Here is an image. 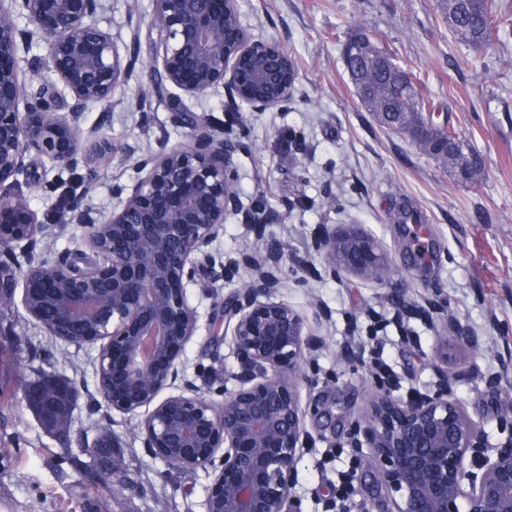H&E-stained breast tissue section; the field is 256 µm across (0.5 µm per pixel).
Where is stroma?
Here are the masks:
<instances>
[{
    "label": "stroma",
    "mask_w": 512,
    "mask_h": 512,
    "mask_svg": "<svg viewBox=\"0 0 512 512\" xmlns=\"http://www.w3.org/2000/svg\"><path fill=\"white\" fill-rule=\"evenodd\" d=\"M499 34L488 43H460L436 0H237L240 21L255 39L275 42L292 59L296 80L287 101L265 111L206 94L185 98L193 112L222 124L243 143L234 158L235 186L244 207L259 209L264 237L231 219L212 252L233 267L230 276L204 273L189 286L197 331L180 357L183 382L222 403L238 362L222 316L225 301L250 281L241 262L281 241L287 259L277 300L302 314L323 306L324 343L312 353L309 382L299 386L316 441L298 467L301 512H390L392 494L375 474L341 492L356 453L348 443L369 405L373 379L360 364H339L346 344L379 348L399 379L397 396L431 387V362L447 353L456 395L480 422L488 446L507 437L502 418L512 408V0H500ZM97 17L119 44L137 41L132 77L109 103L91 105L87 125L106 120L114 144L108 162L76 170L34 157L39 185L25 187L30 209L49 216L35 259L54 261L88 252L87 232L57 203L68 190L84 194L96 213L117 207L116 186L130 182L143 154H162L185 140L168 99L155 94L150 67L153 0H103ZM362 31L411 66L435 105L449 108L456 131L484 157L477 184L458 182L408 134L379 126L359 103L343 59L350 34ZM418 221L398 223L401 207ZM325 224H357L382 245L395 277L393 292L373 278L329 273L313 240ZM442 309L434 321L394 319V300ZM480 336L472 352L450 342V323ZM94 345L49 336L22 305L0 309V512H205L214 467L175 470L143 447L144 412L112 410L99 393ZM46 373L76 387L66 432L44 427L24 397ZM335 424L321 425L323 408ZM113 446L98 454L100 433Z\"/></svg>",
    "instance_id": "obj_1"
}]
</instances>
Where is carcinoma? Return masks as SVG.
Listing matches in <instances>:
<instances>
[{
    "label": "carcinoma",
    "instance_id": "cac0c4a2",
    "mask_svg": "<svg viewBox=\"0 0 512 512\" xmlns=\"http://www.w3.org/2000/svg\"><path fill=\"white\" fill-rule=\"evenodd\" d=\"M439 8L458 41L480 45L491 39L496 28V0H439ZM346 65L352 81L360 88L361 104L365 110L373 114L385 113L383 117H376L385 129L410 134L422 113L436 112V107L421 91L419 79L411 69L396 62L364 61L358 65L349 57ZM417 146L465 181L476 180L484 169L483 156L463 138L446 158L433 151L427 142H419ZM62 385L65 390L58 397V408L59 416L66 418L72 414L75 388L66 381Z\"/></svg>",
    "mask_w": 512,
    "mask_h": 512
}]
</instances>
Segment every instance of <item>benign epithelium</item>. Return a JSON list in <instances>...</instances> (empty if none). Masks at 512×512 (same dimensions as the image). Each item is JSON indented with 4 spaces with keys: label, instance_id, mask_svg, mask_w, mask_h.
<instances>
[{
    "label": "benign epithelium",
    "instance_id": "obj_1",
    "mask_svg": "<svg viewBox=\"0 0 512 512\" xmlns=\"http://www.w3.org/2000/svg\"><path fill=\"white\" fill-rule=\"evenodd\" d=\"M151 30L156 54L150 67L168 88L188 97L225 92L255 109H273L288 97L296 75L274 43L244 30L236 0H154ZM102 0H0V249L26 262L25 312L52 336H79L99 344L97 376L104 401L122 413L152 407L141 424L144 447L176 470L212 466L206 512H299L297 467L314 436L300 406L298 386L308 379V356L322 344L307 321L273 298L275 274L285 260L279 244L249 257L255 278L224 306L233 320L231 345L239 360L236 385L215 405L201 394L162 400L179 378V358L197 330L187 288L200 264L225 268L210 252L229 218L256 223L234 189L232 157L241 144L206 128L195 113L180 112L187 141L160 156L137 161V176L117 189L118 206L102 217L83 195L69 201L72 218L90 229L94 258L77 269L62 258L38 262L33 251L48 225L28 206L21 184L36 182L26 162L34 152L75 170L111 149L102 127L83 128L88 104L107 103L137 61L121 55L112 34L95 19ZM25 17L28 27L18 26ZM47 46L46 66L56 80L34 85L24 77L32 40ZM448 152L457 140L448 124L428 126ZM316 249L331 273L343 270L388 285V256L353 224L322 226ZM437 307L398 308L396 317L433 319ZM454 339L478 350L480 337L460 322ZM437 380L427 392L394 395L397 377L373 376L365 417L350 433L359 467L374 471L393 493L392 512H512V435L499 447L454 392L455 379L433 363ZM46 417L56 410L50 383L25 390Z\"/></svg>",
    "mask_w": 512,
    "mask_h": 512
}]
</instances>
